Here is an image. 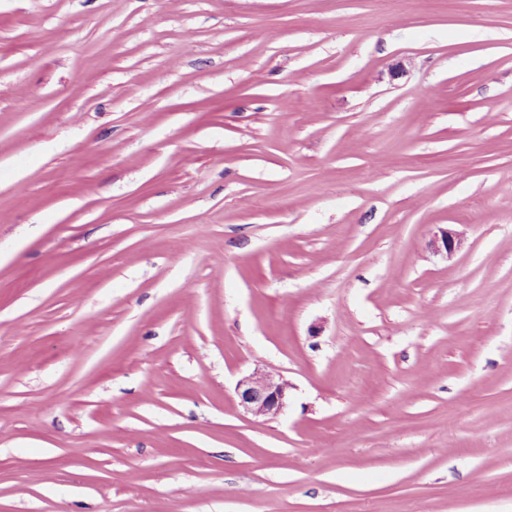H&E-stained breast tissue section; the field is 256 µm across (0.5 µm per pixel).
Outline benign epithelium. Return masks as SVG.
<instances>
[{
	"mask_svg": "<svg viewBox=\"0 0 512 512\" xmlns=\"http://www.w3.org/2000/svg\"><path fill=\"white\" fill-rule=\"evenodd\" d=\"M429 246L450 256L459 248L460 241L447 231L440 239L431 240ZM288 388V382L279 374L257 369L237 382L236 393L245 412L256 417H275L287 407Z\"/></svg>",
	"mask_w": 512,
	"mask_h": 512,
	"instance_id": "obj_1",
	"label": "benign epithelium"
}]
</instances>
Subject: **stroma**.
Here are the masks:
<instances>
[{"instance_id": "obj_1", "label": "stroma", "mask_w": 512, "mask_h": 512, "mask_svg": "<svg viewBox=\"0 0 512 512\" xmlns=\"http://www.w3.org/2000/svg\"><path fill=\"white\" fill-rule=\"evenodd\" d=\"M0 512H512V0H0ZM288 382L277 373L257 369L236 385L239 405L256 417H276L288 404Z\"/></svg>"}]
</instances>
